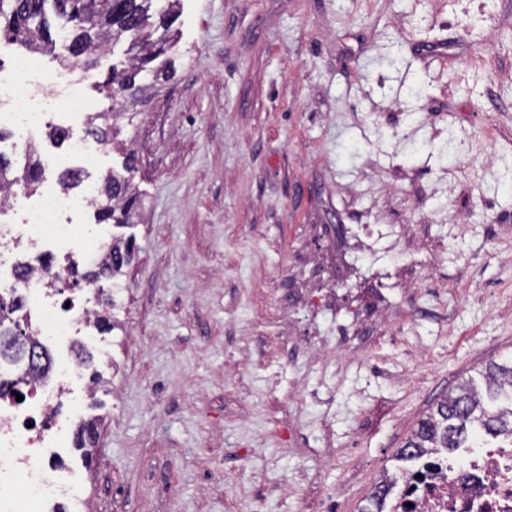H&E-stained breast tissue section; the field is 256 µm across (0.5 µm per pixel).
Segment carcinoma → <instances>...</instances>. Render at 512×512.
I'll list each match as a JSON object with an SVG mask.
<instances>
[{
    "instance_id": "cac0c4a2",
    "label": "carcinoma",
    "mask_w": 512,
    "mask_h": 512,
    "mask_svg": "<svg viewBox=\"0 0 512 512\" xmlns=\"http://www.w3.org/2000/svg\"><path fill=\"white\" fill-rule=\"evenodd\" d=\"M181 0H31L23 8L18 0H0V38L23 48L53 55L64 66L90 71L109 44L126 45L124 59L112 64L96 83L108 104L87 118V126L104 145L122 157V171L104 176L94 202L99 224H132L142 200L132 185L131 173L139 163L134 138H120L121 121L134 118L176 75L175 66ZM56 15L69 23L66 33L50 22ZM44 174L40 163L25 170L22 186L28 190ZM135 244L112 240V275L121 277L133 258ZM21 309L16 300L0 296V337L26 336L11 315ZM485 393L468 382L439 400L419 421L402 452L426 448H463L478 431L512 433V361L487 363L480 371Z\"/></svg>"
}]
</instances>
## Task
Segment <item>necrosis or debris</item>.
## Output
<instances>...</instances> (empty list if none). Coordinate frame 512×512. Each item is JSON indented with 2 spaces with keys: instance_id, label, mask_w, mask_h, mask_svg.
I'll return each instance as SVG.
<instances>
[{
  "instance_id": "1",
  "label": "necrosis or debris",
  "mask_w": 512,
  "mask_h": 512,
  "mask_svg": "<svg viewBox=\"0 0 512 512\" xmlns=\"http://www.w3.org/2000/svg\"><path fill=\"white\" fill-rule=\"evenodd\" d=\"M81 120L92 106L65 73L40 70L31 58L0 67V122L26 134L40 128L51 111ZM94 194L51 193L24 208L17 224L0 225V282L15 283L14 255L23 248L62 258L66 268L84 263L78 227L70 213L83 210ZM22 323L41 346L57 351L90 340L95 330L96 292L61 298L51 275L35 271L24 282ZM76 364L60 360L28 381L22 397L0 393V512H59L77 501V482L61 470L70 422L88 389L80 388ZM383 512H512V435L496 443L447 452L430 449L391 475Z\"/></svg>"
}]
</instances>
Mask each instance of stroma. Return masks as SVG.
Returning <instances> with one entry per match:
<instances>
[{
  "label": "stroma",
  "mask_w": 512,
  "mask_h": 512,
  "mask_svg": "<svg viewBox=\"0 0 512 512\" xmlns=\"http://www.w3.org/2000/svg\"><path fill=\"white\" fill-rule=\"evenodd\" d=\"M176 26L135 120L139 219L80 217L86 251L135 242L83 366L108 385L76 415L82 512H360L433 404L512 360V0H182ZM49 133L41 187L120 170ZM320 224L394 290L368 346L288 300L373 294L311 278Z\"/></svg>",
  "instance_id": "stroma-1"
}]
</instances>
